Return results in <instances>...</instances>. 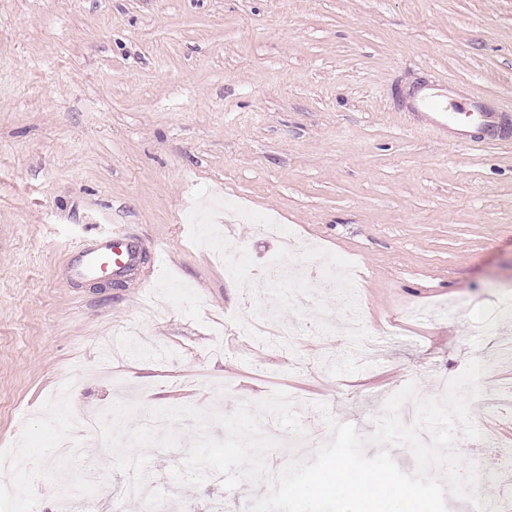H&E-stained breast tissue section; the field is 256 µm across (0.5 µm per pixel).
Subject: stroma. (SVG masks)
<instances>
[{"instance_id":"35a3bbf8","label":"stroma","mask_w":512,"mask_h":512,"mask_svg":"<svg viewBox=\"0 0 512 512\" xmlns=\"http://www.w3.org/2000/svg\"><path fill=\"white\" fill-rule=\"evenodd\" d=\"M444 81L512 105V0H0V456L31 498L0 490V512H57L62 391L228 413L283 390L366 436L408 382L441 395L478 357L470 418L512 448V318L483 329L512 305V142L411 120L405 89ZM115 224L163 254L149 284L68 282ZM306 247L356 262L365 337L341 335L334 278L308 269L315 306L271 288ZM147 454L178 504L241 512L216 480L173 484L184 448Z\"/></svg>"}]
</instances>
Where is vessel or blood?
<instances>
[{
  "mask_svg": "<svg viewBox=\"0 0 512 512\" xmlns=\"http://www.w3.org/2000/svg\"><path fill=\"white\" fill-rule=\"evenodd\" d=\"M407 108L424 126L455 144L478 147L512 136V114L503 112L480 96L462 95L457 84L430 85L415 92ZM142 253L123 225L93 237L70 252V273L78 279L109 273L128 278L138 270Z\"/></svg>",
  "mask_w": 512,
  "mask_h": 512,
  "instance_id": "b4317fda",
  "label": "vessel or blood"
}]
</instances>
